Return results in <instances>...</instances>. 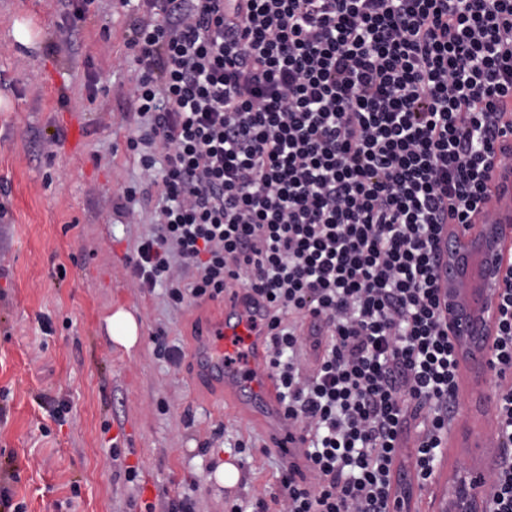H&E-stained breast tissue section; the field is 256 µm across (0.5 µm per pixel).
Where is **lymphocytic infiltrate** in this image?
Masks as SVG:
<instances>
[{"label":"lymphocytic infiltrate","instance_id":"f902f5d3","mask_svg":"<svg viewBox=\"0 0 512 512\" xmlns=\"http://www.w3.org/2000/svg\"><path fill=\"white\" fill-rule=\"evenodd\" d=\"M142 0L127 46L157 221L131 259L181 306L228 282L271 310L266 358L300 461L256 512H390L460 413L444 228L512 160V0ZM491 365L497 512H512V285Z\"/></svg>","mask_w":512,"mask_h":512}]
</instances>
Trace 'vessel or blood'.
I'll list each match as a JSON object with an SVG mask.
<instances>
[{
	"mask_svg": "<svg viewBox=\"0 0 512 512\" xmlns=\"http://www.w3.org/2000/svg\"><path fill=\"white\" fill-rule=\"evenodd\" d=\"M503 174L499 167L490 170L488 196L474 217L475 223L492 224L500 214L512 213V179L504 180ZM269 321L270 313L263 304L231 287L224 293L223 317L212 322L199 340L194 368L223 380L225 395L236 397L247 390L258 396L273 446L292 457L300 445L299 432L284 420L278 383L267 364Z\"/></svg>",
	"mask_w": 512,
	"mask_h": 512,
	"instance_id": "b4317fda",
	"label": "vessel or blood"
}]
</instances>
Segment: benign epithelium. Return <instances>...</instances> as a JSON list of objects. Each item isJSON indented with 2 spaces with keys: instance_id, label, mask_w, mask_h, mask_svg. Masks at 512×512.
Listing matches in <instances>:
<instances>
[{
  "instance_id": "1",
  "label": "benign epithelium",
  "mask_w": 512,
  "mask_h": 512,
  "mask_svg": "<svg viewBox=\"0 0 512 512\" xmlns=\"http://www.w3.org/2000/svg\"><path fill=\"white\" fill-rule=\"evenodd\" d=\"M448 287L441 289L442 307L459 361L468 363L476 378L491 371L490 354L499 318L501 289L512 282V264L504 260L512 244V221L482 224L473 232L450 229ZM498 466L496 453L474 443L471 458L444 472L445 460L431 469L427 485L442 487L441 512H491L489 475Z\"/></svg>"
}]
</instances>
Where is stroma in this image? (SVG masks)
I'll return each instance as SVG.
<instances>
[{"label":"stroma","mask_w":512,"mask_h":512,"mask_svg":"<svg viewBox=\"0 0 512 512\" xmlns=\"http://www.w3.org/2000/svg\"><path fill=\"white\" fill-rule=\"evenodd\" d=\"M136 14L116 0H0V486L26 512H168L184 497L228 512L278 490L262 419L192 374L217 301L173 308L128 263L154 222L153 205L115 208L143 179L123 112ZM120 308L140 325L130 349L107 331ZM159 334L178 364L157 355ZM493 407L469 389L450 460H468L463 433ZM228 460L240 478L225 488L213 473Z\"/></svg>","instance_id":"35a3bbf8"}]
</instances>
